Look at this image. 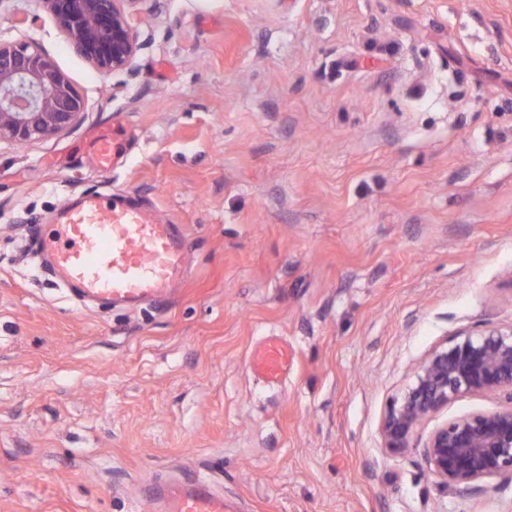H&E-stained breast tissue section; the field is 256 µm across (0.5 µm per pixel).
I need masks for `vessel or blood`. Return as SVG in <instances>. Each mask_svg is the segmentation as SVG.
Returning a JSON list of instances; mask_svg holds the SVG:
<instances>
[{"instance_id": "vessel-or-blood-1", "label": "vessel or blood", "mask_w": 512, "mask_h": 512, "mask_svg": "<svg viewBox=\"0 0 512 512\" xmlns=\"http://www.w3.org/2000/svg\"><path fill=\"white\" fill-rule=\"evenodd\" d=\"M98 169L111 170L120 148L111 131L91 142ZM35 250L54 279L77 296L136 308L167 300L186 275V241L180 225L163 220L149 206L98 192L66 202L47 229L37 230ZM287 342L270 338L252 354L255 371L279 381L288 370ZM148 496L156 512H235L199 477L159 480Z\"/></svg>"}]
</instances>
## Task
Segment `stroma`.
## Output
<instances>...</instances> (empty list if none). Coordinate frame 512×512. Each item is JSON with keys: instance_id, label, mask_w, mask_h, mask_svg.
Returning a JSON list of instances; mask_svg holds the SVG:
<instances>
[{"instance_id": "stroma-1", "label": "stroma", "mask_w": 512, "mask_h": 512, "mask_svg": "<svg viewBox=\"0 0 512 512\" xmlns=\"http://www.w3.org/2000/svg\"><path fill=\"white\" fill-rule=\"evenodd\" d=\"M105 74L39 0H0L85 97L0 144V512H154L200 475L238 512H512V478L443 488L423 436L507 406L470 393L401 454L381 424L422 359L512 327V0H135ZM121 158L98 170L89 135ZM123 194L188 238L170 301L80 300L33 250L70 196ZM292 349L270 383L264 337ZM289 361L288 343L276 338L262 342L252 354L254 370L270 382L282 378L288 371Z\"/></svg>"}]
</instances>
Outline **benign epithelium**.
<instances>
[{"instance_id": "obj_1", "label": "benign epithelium", "mask_w": 512, "mask_h": 512, "mask_svg": "<svg viewBox=\"0 0 512 512\" xmlns=\"http://www.w3.org/2000/svg\"><path fill=\"white\" fill-rule=\"evenodd\" d=\"M128 0H40L73 49L98 70H125L143 48ZM85 100L33 37H0V141L27 144L75 128ZM465 393L512 395V328L460 331L422 360L415 379L391 400L381 424L384 448L412 447L424 422ZM431 473L448 488L468 489L512 476V406L453 419L426 438Z\"/></svg>"}]
</instances>
